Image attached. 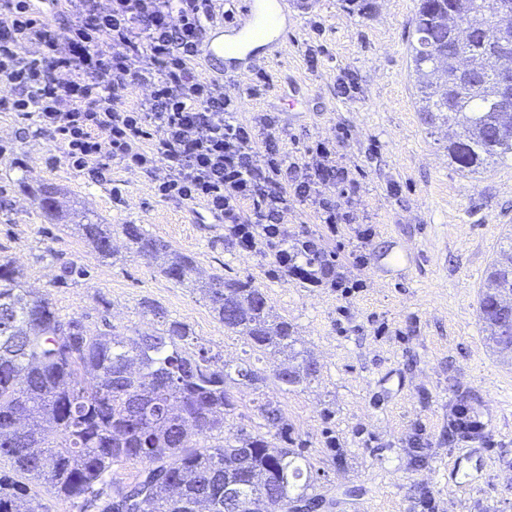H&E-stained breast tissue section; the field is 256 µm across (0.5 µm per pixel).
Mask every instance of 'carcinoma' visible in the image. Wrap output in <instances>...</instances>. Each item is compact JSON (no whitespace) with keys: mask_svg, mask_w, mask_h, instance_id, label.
<instances>
[{"mask_svg":"<svg viewBox=\"0 0 512 512\" xmlns=\"http://www.w3.org/2000/svg\"><path fill=\"white\" fill-rule=\"evenodd\" d=\"M491 0H420L411 62L419 111L431 128L452 129L448 160L468 174L512 157V131L501 135L498 72L483 35L509 27ZM474 26L459 47L442 19ZM468 55L470 76L456 74L455 58ZM43 217L73 226L101 258L115 256L112 225L88 217L51 183H20ZM127 252L177 284L200 291L224 330L255 352L283 357L274 386L281 393L307 386L317 362L297 348L287 320L272 313L249 280L194 277L196 260L150 236L139 224L119 225ZM87 267L63 265L59 280L77 283ZM512 297V246L500 251L486 278L479 318L490 340L512 344V316L499 306ZM157 326L119 329L103 317L92 329L81 316L61 318L44 294L24 287L22 273L0 255V512H48L40 487L76 504L79 512H262L271 501L293 512L314 484L298 454L262 434L224 438L236 410L230 385L264 377L235 367L201 345L189 325L141 303ZM257 411L275 437L288 441L280 401L266 396ZM138 461L128 485L112 482V466Z\"/></svg>","mask_w":512,"mask_h":512,"instance_id":"obj_1","label":"carcinoma"}]
</instances>
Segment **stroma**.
<instances>
[{"label": "stroma", "instance_id": "stroma-1", "mask_svg": "<svg viewBox=\"0 0 512 512\" xmlns=\"http://www.w3.org/2000/svg\"><path fill=\"white\" fill-rule=\"evenodd\" d=\"M418 5L364 0L356 11L347 0H303L289 10L278 47L222 80L249 105L240 122L274 116L290 160L307 161L317 142H333L350 179L336 210L350 221L329 228L297 202L288 234L315 241L351 283L346 294L274 275L271 251L239 250L223 225L156 195L146 174L118 163L104 180L74 170L50 135L0 111V253L61 316L82 315L92 325L106 302L116 325L143 327L140 304L148 300L229 364L250 356L198 291L123 253L122 238L111 261L46 223L20 193L23 178L57 185L102 223L143 225L193 255L202 273L251 280L294 327L319 372L307 388L279 397L292 448L323 499L320 512H425L428 500L434 512H512V359L489 344L478 316L486 269L512 244V161L461 172L424 123L410 62ZM71 261L89 274L61 285V265ZM279 364L261 358L263 383L235 389L225 436L267 434L255 401L277 395L271 378ZM456 400L486 425L473 444L483 456L466 463L480 473L463 489L448 480L449 465L468 447L448 436Z\"/></svg>", "mask_w": 512, "mask_h": 512}]
</instances>
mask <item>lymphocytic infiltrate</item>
<instances>
[{"mask_svg": "<svg viewBox=\"0 0 512 512\" xmlns=\"http://www.w3.org/2000/svg\"><path fill=\"white\" fill-rule=\"evenodd\" d=\"M213 13V0H0V86L11 92L0 109L54 135L75 170L147 172L160 197L203 204L241 249H270L282 273L339 287L313 241L289 242L285 217L296 200L336 223L330 194L348 174L323 142L310 162L287 161L196 74ZM138 85L150 96L128 104Z\"/></svg>", "mask_w": 512, "mask_h": 512, "instance_id": "1", "label": "lymphocytic infiltrate"}]
</instances>
